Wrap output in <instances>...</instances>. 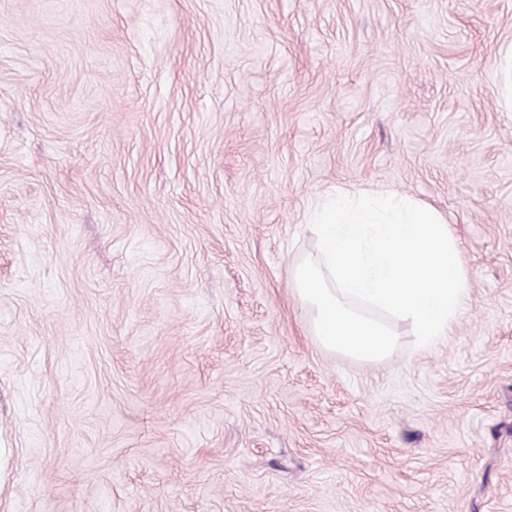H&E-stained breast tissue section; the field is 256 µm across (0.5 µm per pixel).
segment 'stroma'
Masks as SVG:
<instances>
[{
  "label": "stroma",
  "mask_w": 512,
  "mask_h": 512,
  "mask_svg": "<svg viewBox=\"0 0 512 512\" xmlns=\"http://www.w3.org/2000/svg\"><path fill=\"white\" fill-rule=\"evenodd\" d=\"M512 0H0V512H512ZM447 221L381 362L293 291L327 191Z\"/></svg>",
  "instance_id": "stroma-1"
}]
</instances>
